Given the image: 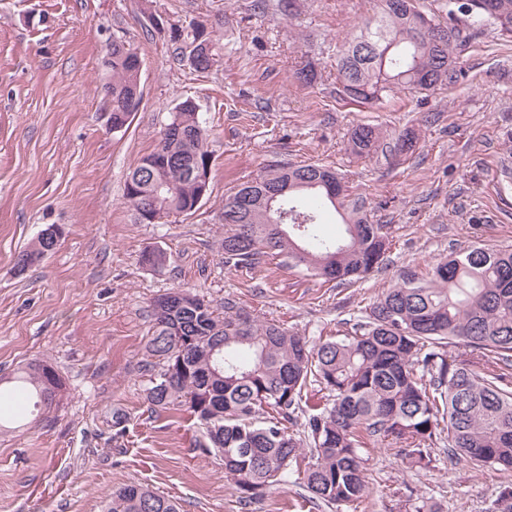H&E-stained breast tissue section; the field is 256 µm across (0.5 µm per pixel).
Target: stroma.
<instances>
[{
    "instance_id": "stroma-1",
    "label": "stroma",
    "mask_w": 512,
    "mask_h": 512,
    "mask_svg": "<svg viewBox=\"0 0 512 512\" xmlns=\"http://www.w3.org/2000/svg\"><path fill=\"white\" fill-rule=\"evenodd\" d=\"M379 0H0V376L48 361L66 390L50 411L24 403L0 425V512H101L130 483L177 499L183 512H310L295 477L240 502L219 456L199 448L185 408L151 412L145 345L149 305L191 288L215 308L231 298L316 341L353 325L404 271L426 274L450 248L512 249V42L488 30L459 49L452 89L400 90L376 104L342 99L336 50ZM201 25L221 63L200 73L173 58L166 30ZM142 60V103L122 130L110 123L101 60L112 40ZM312 70L311 83L296 77ZM193 99L213 153L210 191L196 212L134 223L124 182L152 152L169 111ZM359 124L391 137L415 131L412 152L352 153ZM330 166L384 225L381 268L335 288L304 268L269 261L226 267L224 197L271 162ZM53 253L17 273L19 251L49 225ZM168 262L153 269L144 251ZM122 413L114 425V413ZM408 469L395 441L364 450L370 490L358 509L321 512H491L512 477L435 450Z\"/></svg>"
}]
</instances>
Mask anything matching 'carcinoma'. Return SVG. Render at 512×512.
Here are the masks:
<instances>
[{
    "instance_id": "carcinoma-1",
    "label": "carcinoma",
    "mask_w": 512,
    "mask_h": 512,
    "mask_svg": "<svg viewBox=\"0 0 512 512\" xmlns=\"http://www.w3.org/2000/svg\"><path fill=\"white\" fill-rule=\"evenodd\" d=\"M448 22L413 25L417 0H381L358 21L336 53L342 96L372 103L399 89L433 91L459 81L458 49L488 29L512 39V0H445ZM179 61L206 72L219 62L211 40L195 27L171 28ZM112 41L102 66L112 129L125 127L141 99L140 77ZM381 132L360 124L351 133L357 155L380 146ZM213 162L199 107L173 108L158 146L126 179L123 199L133 221L191 214L210 190ZM332 206L344 233L329 239L320 208ZM290 213L278 225V211ZM224 264L254 268L270 257L337 285H352L382 266L388 239L362 202L332 169L269 164L224 199ZM58 242L42 235L16 257L23 272ZM148 355L158 371L146 401L153 410L183 406L196 419L199 447L224 458V475L250 503L294 471L312 507L359 503L368 491L365 440L405 444L409 468L427 469L434 446L448 438V462L512 471V249L451 251L427 275L409 270L369 307L350 336L311 342L275 321L261 322L233 300L224 314L189 289L153 301ZM471 349L461 359L453 347ZM51 409L65 389L45 361L16 377ZM322 399L310 402L308 388ZM301 431L290 432L293 427ZM103 512H180L178 503L143 484L107 493Z\"/></svg>"
}]
</instances>
